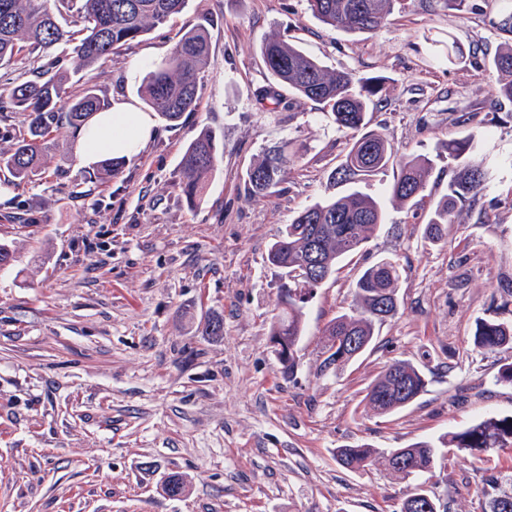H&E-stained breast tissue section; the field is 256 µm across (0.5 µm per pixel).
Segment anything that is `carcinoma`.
I'll use <instances>...</instances> for the list:
<instances>
[{"mask_svg": "<svg viewBox=\"0 0 512 512\" xmlns=\"http://www.w3.org/2000/svg\"><path fill=\"white\" fill-rule=\"evenodd\" d=\"M395 2L308 0V7L336 30L367 34L382 27ZM496 2L499 9L492 25L512 34V0ZM186 7L187 0H0V70L7 76L6 88L0 93V113H19L26 121L12 147L0 152V170L8 171L18 183L42 175L59 103L67 104L66 120L72 132L84 129L95 113L110 106L107 95L93 83L99 63L120 56ZM212 24L205 17L186 30L136 88L144 104L172 127L198 108ZM260 54L277 83L322 105L339 127L353 133L352 144L332 170L330 181L354 184L393 165L396 176L389 188L390 201L410 210L423 199L435 160L427 155L398 159L382 134L367 130L369 106L382 96L385 79L358 78L330 68L278 36L265 40ZM490 67L498 76L497 96L512 101V44L494 54ZM73 84L82 86L80 94H70ZM474 139L472 135L450 140L446 146L448 159L456 167L448 193L434 203L425 224L427 239L433 244L448 243V226L454 223L458 204L476 201L483 190L484 171L471 158ZM223 154L219 139L207 128L186 144L180 161V189L188 205L200 203ZM300 154V149L283 142L251 160L243 177L247 199L259 202L275 195ZM384 221L383 203L358 190L327 196L296 212L267 252V262L281 270L284 278L270 338L299 343L305 330V308L317 289L333 277L346 256L365 247ZM401 276L400 264L385 258L362 272L353 288L354 308L331 319L324 330L322 352L329 356L322 360L321 372L338 370L367 351L376 325L399 310ZM473 342L490 351L512 345V324L480 321ZM426 385L422 370L407 361H394L369 387L365 408L377 416H390L413 403ZM508 447H512V416H488L463 430L402 449L410 460L407 467L391 464V450L368 444L342 446L336 449V460L351 471L382 460L392 475L409 479L427 474L441 448L481 453ZM506 482L507 489L496 481L484 490L483 512H512V478Z\"/></svg>", "mask_w": 512, "mask_h": 512, "instance_id": "cac0c4a2", "label": "carcinoma"}]
</instances>
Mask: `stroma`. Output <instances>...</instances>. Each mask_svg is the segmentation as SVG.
<instances>
[{
    "mask_svg": "<svg viewBox=\"0 0 512 512\" xmlns=\"http://www.w3.org/2000/svg\"><path fill=\"white\" fill-rule=\"evenodd\" d=\"M474 2L461 18L444 0H396L380 30L350 35L306 0H190L95 78L108 98L137 102L145 71L212 18L200 104L182 125L157 122L106 183L90 179L64 126L37 180L0 172V242L16 257L0 268V512H399L410 482L380 464L346 470L337 448H404L512 416V385L498 379L512 348L473 343L478 321L512 323V102L494 94L488 67L506 36L490 24L495 0ZM274 34L329 67L384 78L370 129L396 156L436 159L424 202L387 206L365 250L317 290L291 374L269 341L281 273L267 249L299 209L343 193L329 174L352 138L277 85L260 55ZM206 127L224 159L191 208L180 160ZM468 136L484 189L458 206L447 245H428L429 205L453 175L440 145ZM280 142L302 147L301 160L275 196L248 201L243 168ZM381 258L402 267L398 313L358 360L321 372L323 328ZM213 314L223 335L201 332ZM395 360L425 373V392L391 416L368 413L369 386ZM507 475L512 447L453 448L422 483L447 512H483L484 489ZM174 476L178 496L164 490Z\"/></svg>",
    "mask_w": 512,
    "mask_h": 512,
    "instance_id": "35a3bbf8",
    "label": "stroma"
}]
</instances>
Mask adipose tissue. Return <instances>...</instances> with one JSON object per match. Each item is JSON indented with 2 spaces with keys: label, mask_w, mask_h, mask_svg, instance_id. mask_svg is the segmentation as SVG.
<instances>
[{
  "label": "adipose tissue",
  "mask_w": 512,
  "mask_h": 512,
  "mask_svg": "<svg viewBox=\"0 0 512 512\" xmlns=\"http://www.w3.org/2000/svg\"><path fill=\"white\" fill-rule=\"evenodd\" d=\"M155 122L151 113L121 99L97 113L77 140V152L86 163L105 158L136 156L154 135Z\"/></svg>",
  "instance_id": "ef3b65f1"
}]
</instances>
